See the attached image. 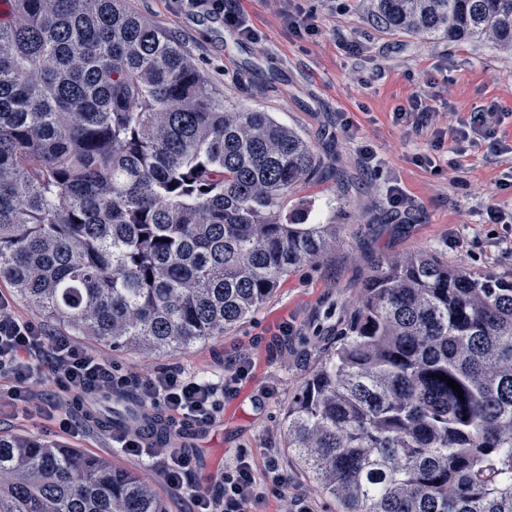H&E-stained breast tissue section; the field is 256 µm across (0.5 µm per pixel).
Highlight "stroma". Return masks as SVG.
Masks as SVG:
<instances>
[{"instance_id": "1", "label": "stroma", "mask_w": 512, "mask_h": 512, "mask_svg": "<svg viewBox=\"0 0 512 512\" xmlns=\"http://www.w3.org/2000/svg\"><path fill=\"white\" fill-rule=\"evenodd\" d=\"M259 34L238 40L224 28L177 14L172 0H130L131 7L178 39L196 59L226 105L271 113L312 146L318 173L280 201L283 212L304 209L308 223L337 224L341 242L319 262L292 269L261 308L232 331L169 353L112 351L85 336L76 342L141 375L176 366L210 379L243 350L255 367L239 388L224 394V410L197 429L186 445L200 453V485L220 488L224 464L246 455L263 467L277 453L289 495L307 497L315 512H335L289 459L288 402L319 360L338 343L374 261L426 251L449 265L483 273L512 271V222L491 223L487 209L512 212V57L490 44H458L392 31L374 19V0H238ZM313 15L314 35L298 37L287 10ZM357 43L356 52L344 45ZM434 107L418 127L399 120L414 94ZM491 109L493 136L466 152L453 151L460 123ZM380 164L364 167L362 147ZM431 156V164L421 156ZM400 186L411 210L397 216L385 188ZM70 414L75 434L54 421L0 405V434L22 435L108 457L113 467L145 477L168 512H189L187 493L174 492L159 470L112 445V428L93 423L79 406Z\"/></svg>"}]
</instances>
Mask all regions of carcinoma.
Instances as JSON below:
<instances>
[{
    "instance_id": "1",
    "label": "carcinoma",
    "mask_w": 512,
    "mask_h": 512,
    "mask_svg": "<svg viewBox=\"0 0 512 512\" xmlns=\"http://www.w3.org/2000/svg\"><path fill=\"white\" fill-rule=\"evenodd\" d=\"M375 17L512 53V0H376ZM316 166L128 0L0 17V278L72 336L172 352L234 329L339 244L340 225L278 208ZM286 432L336 512H512V273L376 263ZM0 512L168 510L105 457L0 435Z\"/></svg>"
}]
</instances>
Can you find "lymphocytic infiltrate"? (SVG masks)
Segmentation results:
<instances>
[{"label": "lymphocytic infiltrate", "instance_id": "lymphocytic-infiltrate-1", "mask_svg": "<svg viewBox=\"0 0 512 512\" xmlns=\"http://www.w3.org/2000/svg\"><path fill=\"white\" fill-rule=\"evenodd\" d=\"M175 3L182 15L222 19L239 39L259 38L235 0ZM252 364L250 354L239 353L233 368L218 382L177 368L131 375L69 337L48 335L40 324L19 316L12 300L0 294V383L6 384L11 404L28 415L52 418L63 433L70 434L74 427L66 407L71 401L99 389L135 388L145 406L166 418L172 435L148 445L139 429L130 428L112 441L129 456L157 467L172 490L189 491L190 512H255L271 497L288 501L289 512H313L308 500L287 497L277 458H269L259 469L245 455H238L225 464L224 487L214 495L194 484L199 466L196 449L177 444L176 434L209 424L223 410L225 391L241 383Z\"/></svg>", "mask_w": 512, "mask_h": 512}]
</instances>
